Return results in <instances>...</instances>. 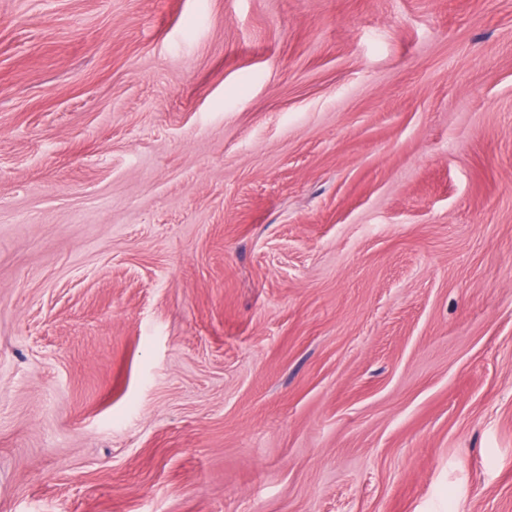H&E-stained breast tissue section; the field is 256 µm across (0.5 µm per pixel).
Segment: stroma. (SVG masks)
Returning a JSON list of instances; mask_svg holds the SVG:
<instances>
[{"label": "stroma", "mask_w": 512, "mask_h": 512, "mask_svg": "<svg viewBox=\"0 0 512 512\" xmlns=\"http://www.w3.org/2000/svg\"><path fill=\"white\" fill-rule=\"evenodd\" d=\"M0 512H512V0H0Z\"/></svg>", "instance_id": "1"}]
</instances>
